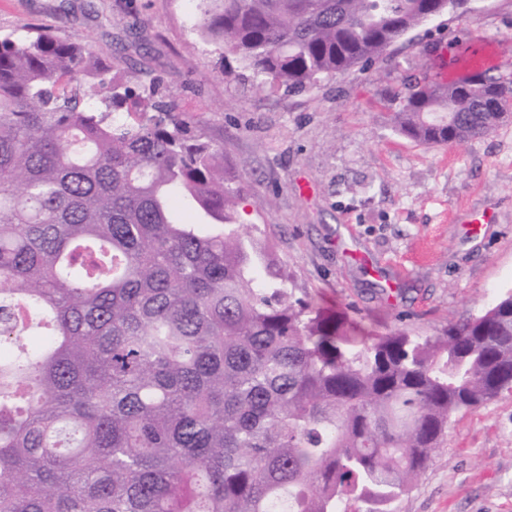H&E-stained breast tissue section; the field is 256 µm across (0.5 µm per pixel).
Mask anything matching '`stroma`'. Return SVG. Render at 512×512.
Wrapping results in <instances>:
<instances>
[{
	"label": "stroma",
	"mask_w": 512,
	"mask_h": 512,
	"mask_svg": "<svg viewBox=\"0 0 512 512\" xmlns=\"http://www.w3.org/2000/svg\"><path fill=\"white\" fill-rule=\"evenodd\" d=\"M198 0H0V34L28 27L81 38L131 82L157 80L178 112L224 148L244 188L239 219L270 242L295 296L369 330L441 335L512 289V117L461 144L396 135L391 110L415 77L446 71L473 37L512 71V0H470L300 95L224 76L197 25ZM493 209L494 224H472ZM393 512H512V392L456 417Z\"/></svg>",
	"instance_id": "1"
}]
</instances>
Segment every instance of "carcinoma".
Returning <instances> with one entry per match:
<instances>
[{"instance_id": "cac0c4a2", "label": "carcinoma", "mask_w": 512, "mask_h": 512, "mask_svg": "<svg viewBox=\"0 0 512 512\" xmlns=\"http://www.w3.org/2000/svg\"><path fill=\"white\" fill-rule=\"evenodd\" d=\"M201 2V35L289 94L436 5ZM478 77L409 85L394 131L490 134L512 78ZM242 199L156 81L43 28L0 37V512H392L452 417L512 388V290L440 337L369 336L288 292Z\"/></svg>"}]
</instances>
